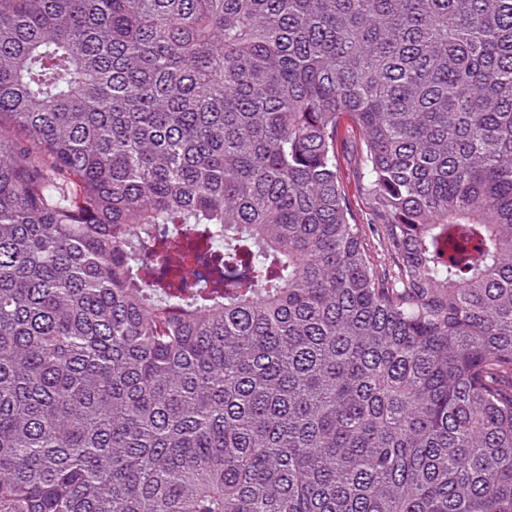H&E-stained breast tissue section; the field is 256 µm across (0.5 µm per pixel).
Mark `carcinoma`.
Returning a JSON list of instances; mask_svg holds the SVG:
<instances>
[{"label":"carcinoma","mask_w":512,"mask_h":512,"mask_svg":"<svg viewBox=\"0 0 512 512\" xmlns=\"http://www.w3.org/2000/svg\"><path fill=\"white\" fill-rule=\"evenodd\" d=\"M0 512H512V0H0ZM342 137H345L340 151V165L339 174L345 184L352 206L357 212L358 219L361 222H366L365 217L367 211V204L365 196L362 191V182L359 176L357 165L352 156L353 146L356 141L351 132V124L348 120L342 122ZM349 130V132H348ZM355 148V146H354ZM362 217L364 220H362Z\"/></svg>","instance_id":"obj_1"}]
</instances>
